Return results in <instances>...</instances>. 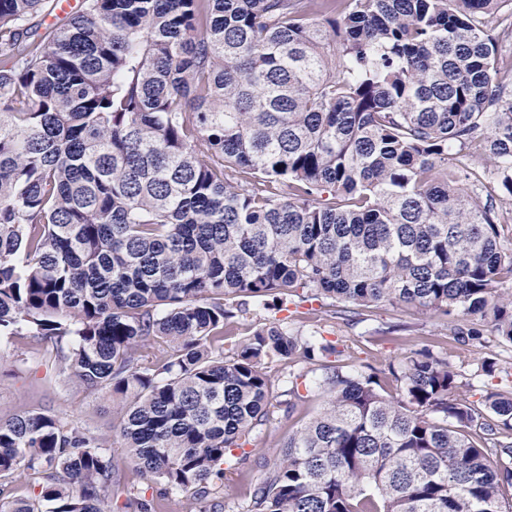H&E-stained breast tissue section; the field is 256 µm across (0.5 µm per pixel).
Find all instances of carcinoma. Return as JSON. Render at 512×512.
Returning a JSON list of instances; mask_svg holds the SVG:
<instances>
[{
  "label": "carcinoma",
  "mask_w": 512,
  "mask_h": 512,
  "mask_svg": "<svg viewBox=\"0 0 512 512\" xmlns=\"http://www.w3.org/2000/svg\"><path fill=\"white\" fill-rule=\"evenodd\" d=\"M503 0H0V358L19 336L112 399L161 512L213 497L268 418L271 362L328 401L247 512H512V395L478 407L431 348L356 369L317 330L238 314L390 306L512 344ZM454 151L458 163L448 165ZM491 437L498 460L473 438ZM35 478L37 493L6 486ZM122 473L62 417L0 421V512H112ZM271 315L267 311L254 310L252 307L246 313L239 314L238 322L239 328L237 333L238 336H230V339L224 341V354H230L232 343L235 340H239L247 333V331L261 322H265L264 319L269 318Z\"/></svg>",
  "instance_id": "1"
}]
</instances>
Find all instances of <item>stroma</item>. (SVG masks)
I'll return each mask as SVG.
<instances>
[{
	"instance_id": "stroma-1",
	"label": "stroma",
	"mask_w": 512,
	"mask_h": 512,
	"mask_svg": "<svg viewBox=\"0 0 512 512\" xmlns=\"http://www.w3.org/2000/svg\"><path fill=\"white\" fill-rule=\"evenodd\" d=\"M327 339L337 341L344 359L357 368L388 370L423 347H430L448 358L460 380L469 384L468 397L480 401L485 390L512 391V345L493 331H486L483 343L462 347L449 336L443 323L432 316H413L378 306L349 321L323 323ZM43 351L35 339L18 338L14 353L0 360V420L36 410L58 415L90 427L109 439L119 430L110 399L87 393L76 386H61L53 370L42 363ZM493 358L498 369L493 376L480 375L485 359ZM325 404L322 394L312 392L300 403L297 415L276 408L270 419L259 426L245 447L241 462L224 473L218 495L222 512H246L254 486L260 483L278 459L280 446L300 420L309 419Z\"/></svg>"
}]
</instances>
